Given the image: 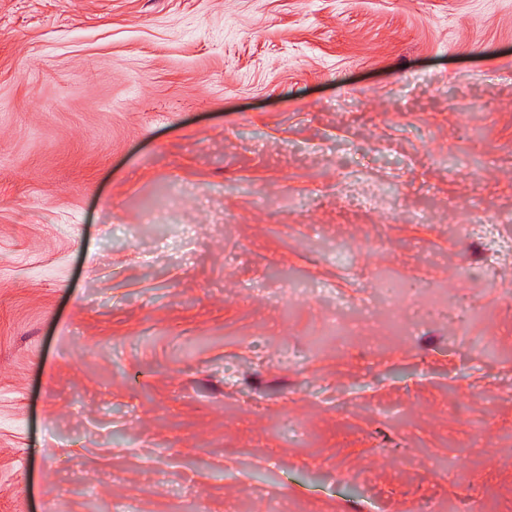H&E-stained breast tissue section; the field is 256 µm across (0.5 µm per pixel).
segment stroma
I'll use <instances>...</instances> for the list:
<instances>
[{"label":"stroma","instance_id":"stroma-1","mask_svg":"<svg viewBox=\"0 0 512 512\" xmlns=\"http://www.w3.org/2000/svg\"><path fill=\"white\" fill-rule=\"evenodd\" d=\"M508 210L512 0H0V512H512Z\"/></svg>","mask_w":512,"mask_h":512}]
</instances>
